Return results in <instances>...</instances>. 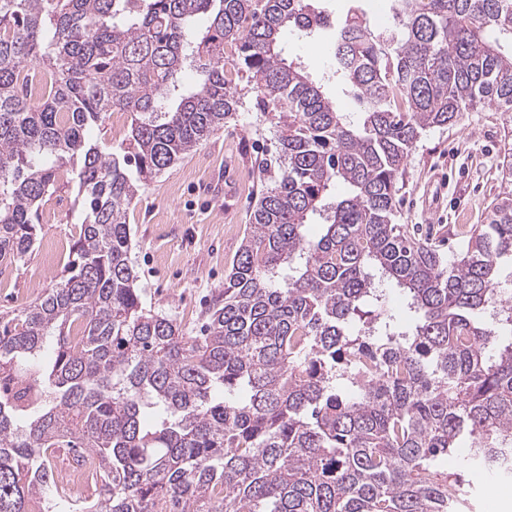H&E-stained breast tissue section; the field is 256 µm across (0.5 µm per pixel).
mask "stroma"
I'll return each instance as SVG.
<instances>
[{
	"label": "stroma",
	"instance_id": "obj_1",
	"mask_svg": "<svg viewBox=\"0 0 512 512\" xmlns=\"http://www.w3.org/2000/svg\"><path fill=\"white\" fill-rule=\"evenodd\" d=\"M283 42L309 73L323 79L344 111H355L350 86L332 74L327 41L288 31ZM238 88L243 109L224 129L140 185L129 210L130 261L144 306L194 333L202 329L204 313L223 289L247 234L251 209L265 186L258 164L276 154L273 125L254 109L247 81ZM479 114L477 125L426 132L397 195V223L452 252L466 228L488 222L499 192L497 168L512 157V123L502 122L490 106ZM76 194L69 185L40 204V211L53 212L54 219L43 225L32 251L0 268V312L25 310L60 276L68 256L49 258L47 245L71 244L78 234L84 212ZM469 512H512V480L488 476L474 483Z\"/></svg>",
	"mask_w": 512,
	"mask_h": 512
}]
</instances>
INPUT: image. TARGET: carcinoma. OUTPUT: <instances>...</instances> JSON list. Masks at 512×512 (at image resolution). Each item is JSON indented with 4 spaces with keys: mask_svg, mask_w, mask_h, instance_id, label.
I'll list each match as a JSON object with an SVG mask.
<instances>
[{
    "mask_svg": "<svg viewBox=\"0 0 512 512\" xmlns=\"http://www.w3.org/2000/svg\"><path fill=\"white\" fill-rule=\"evenodd\" d=\"M320 2L0 0V265L32 250L61 180L85 212L66 275L0 315V512H459L439 465L464 438L470 479L512 475V313L479 319L512 259V166L452 256L395 223L423 132L481 103L512 114V0H395L384 29L350 12L334 74L357 124L282 54L285 31H320ZM32 68L51 76L39 103ZM240 73L277 128L274 176L188 336L141 303L128 210L243 108ZM115 111L130 132L107 152L86 132ZM61 448L98 463L79 511L44 497Z\"/></svg>",
    "mask_w": 512,
    "mask_h": 512,
    "instance_id": "cac0c4a2",
    "label": "carcinoma"
}]
</instances>
